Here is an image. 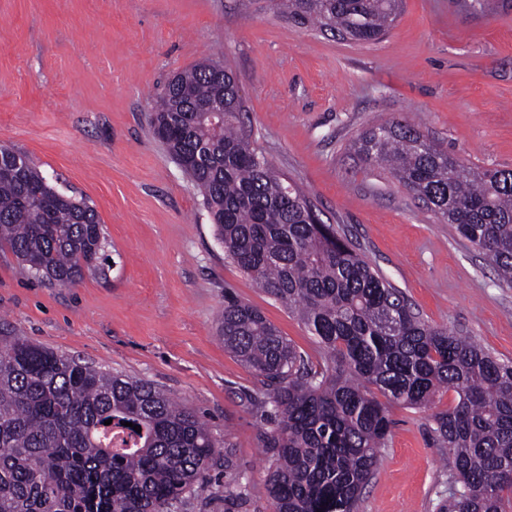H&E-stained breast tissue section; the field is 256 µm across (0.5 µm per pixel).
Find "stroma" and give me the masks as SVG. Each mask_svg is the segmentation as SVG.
Instances as JSON below:
<instances>
[{"label": "stroma", "mask_w": 512, "mask_h": 512, "mask_svg": "<svg viewBox=\"0 0 512 512\" xmlns=\"http://www.w3.org/2000/svg\"><path fill=\"white\" fill-rule=\"evenodd\" d=\"M209 59L228 65L252 144L297 183L422 318L512 361V288L454 225L439 223L351 144L394 118L478 169L512 170V0L481 15L460 0H404L389 33L340 41L288 23L258 0H0V146L103 225L107 277L60 286L0 252V336L149 380L193 410L231 469L183 512H272L265 425L248 409L251 369L225 351V291L260 309L312 362L298 317L224 256L201 198L154 136L164 83ZM432 409L392 404L387 445L358 512H450L460 488ZM235 478L246 497L224 496Z\"/></svg>", "instance_id": "obj_1"}]
</instances>
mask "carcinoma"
I'll use <instances>...</instances> for the list:
<instances>
[{
  "mask_svg": "<svg viewBox=\"0 0 512 512\" xmlns=\"http://www.w3.org/2000/svg\"><path fill=\"white\" fill-rule=\"evenodd\" d=\"M268 2L290 23L363 43L386 35L402 7ZM217 67L175 74L151 124L201 195L224 255L324 351L313 363L258 308L224 294L220 339L253 370L259 387L246 401L270 425L261 447L273 512H357L391 424L377 394L421 408L441 390L455 394L433 415L462 486L454 512H512V364L426 322L347 236L321 223L241 132L238 84ZM352 149L455 225L512 288V170L473 169L398 119L365 129ZM104 248L85 200L0 147V250L27 275L68 286L105 271ZM220 463L229 457L206 425L158 385L0 336V512H179Z\"/></svg>",
  "mask_w": 512,
  "mask_h": 512,
  "instance_id": "1",
  "label": "carcinoma"
}]
</instances>
